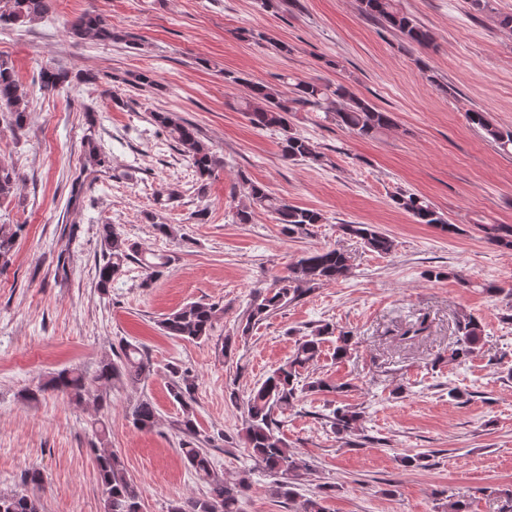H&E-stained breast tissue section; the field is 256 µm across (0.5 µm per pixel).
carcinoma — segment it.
<instances>
[{
	"label": "carcinoma",
	"mask_w": 512,
	"mask_h": 512,
	"mask_svg": "<svg viewBox=\"0 0 512 512\" xmlns=\"http://www.w3.org/2000/svg\"><path fill=\"white\" fill-rule=\"evenodd\" d=\"M50 10V0H0V30L10 31L14 27L32 25L41 21ZM359 10L370 19L380 20L399 31L408 44L427 48L433 42V35L424 26L401 11L397 0H359ZM71 33L91 41H123L127 35L109 25L103 17L93 11L80 14L71 24ZM224 80L232 84L245 83L248 93L237 101V110L242 112L249 123L257 129L276 128L283 132L281 156L295 164L319 165L324 154L310 138L294 131L291 123L293 113L302 108H315L329 97H336L338 107L334 120L340 128L361 137H372L395 123L393 113L382 111L358 97L350 88L313 79L295 85L294 96L284 97L259 82H248L232 73L224 74ZM41 87L54 91L71 83L69 72L45 68L41 71ZM29 101L18 85L13 68L4 59L0 60V118L14 130L25 128L29 118ZM153 122L164 129L180 147L197 175V191L203 194L209 180L224 168V158L199 136L195 125L177 120L165 111L151 113ZM471 124L479 127L485 137L491 140L504 154H512V130L493 124L486 113H468ZM88 162L99 168L110 165V156L92 138L85 144ZM20 181V172L12 162L0 158V201L15 195ZM398 208L407 212L417 224H429L450 235L459 231L450 224L427 198L410 192L393 196ZM269 213L275 223L283 225L290 235H304L310 227L324 223V215L315 209L302 208L276 197L262 184L251 182L246 199L234 214L235 223L251 224L255 211ZM340 230L349 236L361 239L372 251L388 254L394 248V241L373 224H342ZM21 225L7 228L0 225V264L6 266L13 256L16 238ZM481 231L493 245L512 251L511 224H483ZM136 262L144 270V284L156 282L173 261V256L145 254L140 246L126 237L113 224L102 226L101 262L97 268V285L102 290L111 287L128 263ZM350 261L339 248L315 249L288 265L286 273L277 276L265 289L257 291L239 318L237 336L244 338L254 326L277 311H280L315 288L326 283L337 282L348 276ZM221 310L215 304L191 302L167 314L158 322L163 335L171 338L199 341L211 336ZM459 338L448 350V360L458 362L473 356L479 348L482 336L480 323L471 316H463L456 323ZM428 330L427 319L421 318L401 329L397 339L412 344ZM337 336L335 358L342 360L356 345L349 331L336 332L334 325L324 323L309 334L299 338L294 352L286 363L273 370L263 381L257 382L239 396L231 392L232 403L244 409L242 439L245 447L252 450L257 463L269 475L278 478L275 494L286 500L295 495V486L302 476L309 473L310 466L297 453L288 448L280 436L278 416L288 412L300 401L302 395L334 394L337 406L327 415L328 423L336 437H361L363 411L341 400L351 384H336L324 377L302 376V370L321 353L326 338ZM151 372V361L139 346L128 343L121 348V354L112 359L106 357L99 362L96 372L88 376L76 369H62L51 376L37 389L27 394L30 401L48 391L60 393L76 404L85 396L97 393L102 407L108 405L104 388L115 382L136 383L146 379ZM171 377L169 395L182 411L178 430L183 435L181 452L187 466L202 480L207 491L200 497L190 496L172 502L168 512H242L241 504L251 488L249 474L234 480H225L216 475L206 449L199 446L200 431L196 423L193 403L197 390V376L177 364L169 366ZM132 424L139 429H151L158 421L155 404L141 400L131 413ZM91 428L97 442L87 449L93 459L97 477L104 493V512H140L141 490L128 474L124 460L114 451L100 448L109 436V422L106 416L94 420ZM0 512H41L39 501L24 492L0 493Z\"/></svg>",
	"instance_id": "obj_1"
}]
</instances>
